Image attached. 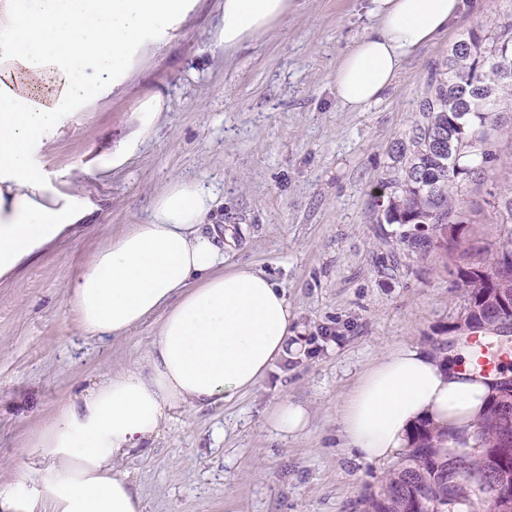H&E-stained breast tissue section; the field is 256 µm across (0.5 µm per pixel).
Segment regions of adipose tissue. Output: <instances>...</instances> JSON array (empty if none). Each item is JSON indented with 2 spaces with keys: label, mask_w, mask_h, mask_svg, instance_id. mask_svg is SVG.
<instances>
[{
  "label": "adipose tissue",
  "mask_w": 512,
  "mask_h": 512,
  "mask_svg": "<svg viewBox=\"0 0 512 512\" xmlns=\"http://www.w3.org/2000/svg\"><path fill=\"white\" fill-rule=\"evenodd\" d=\"M198 0H0V278L88 224L93 208L55 188L34 154L65 117L118 90L149 47ZM374 23L342 54L336 101L362 112L405 62L447 33L465 0H367ZM289 0H224L217 46L237 51L288 21ZM214 197L173 179L147 223L97 249L68 285V305L98 341L125 338L150 319L143 359L73 395L28 443L16 479L0 484V512H143L120 464L161 433L171 411L231 403L246 394L295 333L284 288L254 266L224 264L218 231H205ZM470 348H385L339 407L345 447L368 462L407 447L427 420L471 438L500 374L466 369Z\"/></svg>",
  "instance_id": "ef3b65f1"
}]
</instances>
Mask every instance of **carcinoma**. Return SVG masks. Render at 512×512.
Listing matches in <instances>:
<instances>
[{"label": "carcinoma", "mask_w": 512, "mask_h": 512, "mask_svg": "<svg viewBox=\"0 0 512 512\" xmlns=\"http://www.w3.org/2000/svg\"><path fill=\"white\" fill-rule=\"evenodd\" d=\"M512 139V11L499 16L493 29L469 30L448 48V55L431 72L419 116L397 151L400 167L385 182L388 189L380 224L399 226L398 242L425 258L460 243L471 223L460 193L469 182L486 178L497 159L496 145ZM497 223L512 224V167L506 186L489 191ZM466 295L463 318L476 329L504 315L512 305V236L492 258L459 272ZM512 389H502L472 441H461L447 429L428 422L416 427L411 444L391 470L380 491L365 499V512H453L456 504L474 496L490 512H512V487L466 485L474 474L490 477L512 473ZM462 457L457 475L460 497L448 501V455ZM425 491L414 509L415 492Z\"/></svg>", "instance_id": "carcinoma-1"}]
</instances>
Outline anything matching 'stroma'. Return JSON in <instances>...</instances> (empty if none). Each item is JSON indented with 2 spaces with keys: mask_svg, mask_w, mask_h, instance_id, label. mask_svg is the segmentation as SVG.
Segmentation results:
<instances>
[{
  "mask_svg": "<svg viewBox=\"0 0 512 512\" xmlns=\"http://www.w3.org/2000/svg\"><path fill=\"white\" fill-rule=\"evenodd\" d=\"M466 4L379 102L345 112L333 74L371 24L365 0H290L286 26L231 54L209 40L222 0H199L118 91L67 117L34 163L97 209L84 230L0 279V483L15 480L24 444L61 403L144 355L156 322L93 340L66 304V284L112 236L145 223L181 178L213 187L210 219L230 234L228 263L256 265L286 289L303 346L235 402L176 409L152 447L122 461L144 512H364L391 467L343 448V394L386 345L432 347L452 336L466 305L458 269L512 235L488 204V180L465 185L462 203L476 221L448 253L404 254L394 225L377 221L396 143L432 68L461 33L493 27L512 9V0ZM154 95L166 109L145 131L140 106ZM132 139L124 166L97 171ZM285 398L309 411L300 435L268 421Z\"/></svg>",
  "mask_w": 512,
  "mask_h": 512,
  "instance_id": "35a3bbf8",
  "label": "stroma"
}]
</instances>
